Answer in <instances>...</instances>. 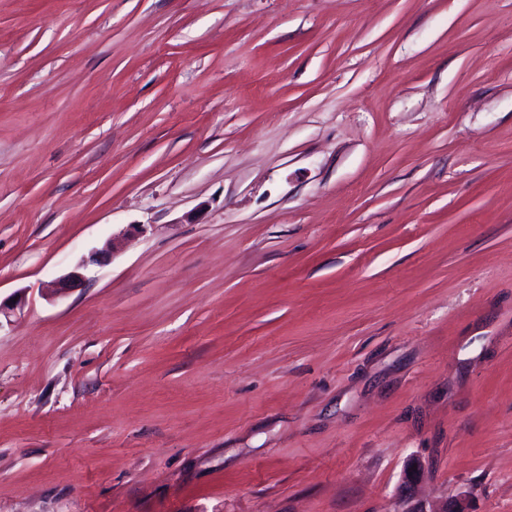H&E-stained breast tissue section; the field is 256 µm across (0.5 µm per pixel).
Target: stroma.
<instances>
[{"label":"stroma","mask_w":512,"mask_h":512,"mask_svg":"<svg viewBox=\"0 0 512 512\" xmlns=\"http://www.w3.org/2000/svg\"><path fill=\"white\" fill-rule=\"evenodd\" d=\"M14 294L0 512H512V0H0ZM109 252L108 246H105L99 251L92 253L87 260H83L73 270L54 281L48 288H41L42 290H51L58 297H63L70 293L77 287L83 285L86 281V275L84 271L89 265L99 264L101 259L106 256Z\"/></svg>","instance_id":"35a3bbf8"}]
</instances>
